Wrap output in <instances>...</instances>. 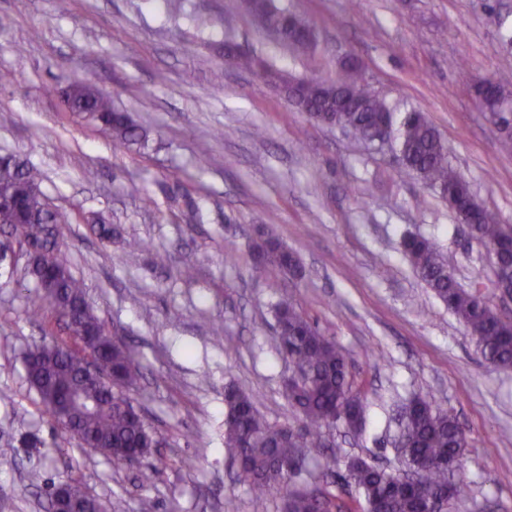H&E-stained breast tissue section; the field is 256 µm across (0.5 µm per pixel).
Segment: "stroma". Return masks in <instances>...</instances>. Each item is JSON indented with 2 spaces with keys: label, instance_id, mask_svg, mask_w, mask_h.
Returning a JSON list of instances; mask_svg holds the SVG:
<instances>
[{
  "label": "stroma",
  "instance_id": "obj_1",
  "mask_svg": "<svg viewBox=\"0 0 512 512\" xmlns=\"http://www.w3.org/2000/svg\"><path fill=\"white\" fill-rule=\"evenodd\" d=\"M276 3L310 20L314 52L294 54L238 0H183L177 16L164 0H0V154L41 169L43 195L70 215L61 241L72 271L105 331L134 351L132 397L164 440L144 483L139 469L80 447L46 417L23 355L72 338L15 251L0 262V512H49L44 487L29 483L33 470L80 484L108 512H141L146 498L154 512H284L278 494L254 499L224 452L228 384L256 394L270 425L301 426L286 397L293 368L274 342L283 293L346 354L366 399L363 432L336 425L330 445L400 470V406L424 397L465 431V493L445 512H512V370L485 363L400 241L434 240L462 288L512 320L486 247L388 148L315 122L222 54L230 38L306 79L334 77L344 57H357L372 90L425 112L449 165L512 225V153L473 91L490 78L512 92V0ZM77 79L129 112L149 134L147 149L114 146L71 112L66 89ZM193 201L203 219L190 224ZM262 224L299 256L302 277H253ZM132 239L146 250H130ZM155 250L168 252L167 266L153 264ZM187 252L190 280L179 273ZM186 457L194 470L182 467Z\"/></svg>",
  "mask_w": 512,
  "mask_h": 512
}]
</instances>
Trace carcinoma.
Returning <instances> with one entry per match:
<instances>
[{"mask_svg":"<svg viewBox=\"0 0 512 512\" xmlns=\"http://www.w3.org/2000/svg\"><path fill=\"white\" fill-rule=\"evenodd\" d=\"M242 4L263 29L288 42L296 54L306 55L315 47L316 35L308 21L278 8L274 0H242ZM224 57L286 93L294 90L291 100L301 111L311 113L318 123L345 128L363 142L375 135L373 118L382 116L387 143L395 147L405 170L444 199L470 196L468 182L449 166L448 146L425 113L417 109L401 112L373 93L363 83L362 66L344 63L336 78L312 81L275 69L260 56L243 55L228 40ZM69 90L72 110L108 131L114 144L147 142L146 130L116 110L109 95L88 92L82 80L72 82ZM41 181L37 167L22 165L12 155H0V207L29 200L30 187ZM32 206L35 216L24 224L15 223L8 210L1 213L6 222L0 224V232L21 246L35 244L42 249L28 273L55 314L80 311L79 324L90 336L74 337V344L66 349L43 344L29 350L24 356L28 382L54 423L78 430L76 440L81 446L98 448L112 455L115 463L128 449L137 448L146 460L160 438L126 395L140 376L135 353L121 341L113 343L98 335L101 323L86 299L84 283L71 272L68 253L57 241L60 225L69 223L68 215L46 199ZM466 220L486 247L512 249V226L499 223L484 207L468 212ZM402 249L427 287L470 330L484 361L496 369H512V321L502 319L480 294L457 284L433 241L407 236ZM272 269L296 277L301 265L294 252L262 227L253 245L252 271L264 277ZM276 321V346L296 368L288 384V402L302 417L304 428L286 438L284 430L264 420L255 394L228 386L224 390V451L237 464L238 480L254 498L281 494L286 512H343L345 505L339 497L321 489H299L294 480L308 460L321 454L324 429L338 422L352 432L364 429V399L355 391L344 352L286 298L278 304ZM89 354L96 357L100 372L116 375V390L87 382L82 360ZM409 406L412 411L405 424L403 449L406 472L391 473L351 457L336 483L344 494L351 487L358 492L364 512H432L440 508V498L448 490L457 496L461 493V486L451 481L454 472L443 465L463 457L464 437L455 417L425 399H413Z\"/></svg>","mask_w":512,"mask_h":512,"instance_id":"1","label":"carcinoma"}]
</instances>
